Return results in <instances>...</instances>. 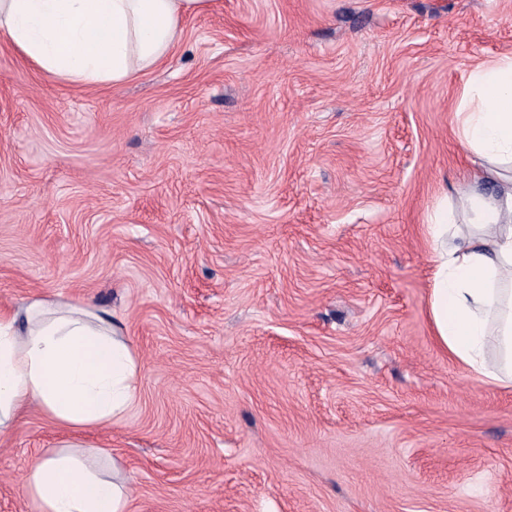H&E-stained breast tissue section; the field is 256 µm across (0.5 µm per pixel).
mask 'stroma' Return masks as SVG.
<instances>
[{
  "mask_svg": "<svg viewBox=\"0 0 512 512\" xmlns=\"http://www.w3.org/2000/svg\"><path fill=\"white\" fill-rule=\"evenodd\" d=\"M156 69L95 88L0 42V307L111 313L140 368L112 425L42 411L31 463L117 464L129 512H512V386L431 334L456 105L512 0H212Z\"/></svg>",
  "mask_w": 512,
  "mask_h": 512,
  "instance_id": "obj_1",
  "label": "stroma"
}]
</instances>
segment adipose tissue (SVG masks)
<instances>
[{
  "label": "adipose tissue",
  "instance_id": "obj_1",
  "mask_svg": "<svg viewBox=\"0 0 512 512\" xmlns=\"http://www.w3.org/2000/svg\"><path fill=\"white\" fill-rule=\"evenodd\" d=\"M212 0H0V41L47 77L96 87L151 71ZM475 167L433 211L428 315L440 347L492 385L512 383V54L477 66L457 106ZM140 373L112 317L34 300L0 310V437L36 407L67 430L111 424L135 402ZM39 512H127L120 469L90 473L58 451L32 464Z\"/></svg>",
  "mask_w": 512,
  "mask_h": 512
}]
</instances>
